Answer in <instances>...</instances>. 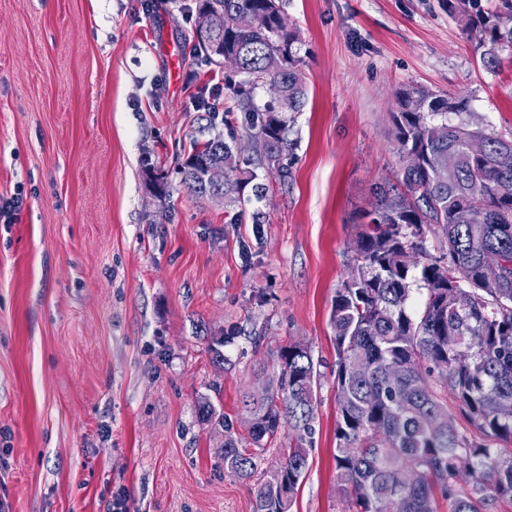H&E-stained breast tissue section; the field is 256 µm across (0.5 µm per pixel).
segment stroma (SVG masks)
<instances>
[{
  "label": "stroma",
  "mask_w": 512,
  "mask_h": 512,
  "mask_svg": "<svg viewBox=\"0 0 512 512\" xmlns=\"http://www.w3.org/2000/svg\"><path fill=\"white\" fill-rule=\"evenodd\" d=\"M284 10L308 98L287 179L238 212L177 172L218 132L198 99L224 94V69L191 53L196 0H0V198L24 195L0 223V512H252L224 438L247 439L239 393L257 366L277 380L295 341L321 380L293 512H349L330 314L374 188L397 181L396 96L466 97L510 138L512 67L484 70L444 0ZM204 400L224 424L199 422Z\"/></svg>",
  "instance_id": "obj_1"
}]
</instances>
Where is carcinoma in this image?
Returning a JSON list of instances; mask_svg holds the SVG:
<instances>
[{
    "label": "carcinoma",
    "mask_w": 512,
    "mask_h": 512,
    "mask_svg": "<svg viewBox=\"0 0 512 512\" xmlns=\"http://www.w3.org/2000/svg\"><path fill=\"white\" fill-rule=\"evenodd\" d=\"M448 16L463 21L483 68L496 73L503 55L512 59V27L498 23L512 0H446ZM243 14L250 29L237 27ZM283 0H198L193 54L214 64L221 52L231 64L224 89L235 110L211 113L227 135L192 145L178 168L181 183L198 199L241 202L247 186L261 198L266 187L256 169L288 178L290 112L300 111L307 84L293 52ZM241 80H235L237 76ZM272 80L280 100L261 107L253 92ZM469 101L427 87L399 93L391 113V143L402 166L398 185L378 187L370 220L352 241L353 266L331 309L336 329V470L352 512H485L495 497L512 499V419L498 405L512 403V139L486 132L468 119ZM242 125L257 162L241 156ZM224 164V188L215 190L203 168ZM441 238L447 258H433L426 233ZM426 289L422 311H408L414 272ZM395 366L401 378L392 380ZM449 391L477 434L460 429L429 381ZM321 372L312 351L295 342L280 350L276 385L257 396L247 389L242 408L256 423L249 443L263 449L286 428L288 447L279 463L254 484L253 512H291L308 466ZM199 419L224 424L205 401ZM415 482L403 484L402 464ZM257 454L238 438L224 439V467L239 478L255 476Z\"/></svg>",
    "instance_id": "carcinoma-1"
}]
</instances>
